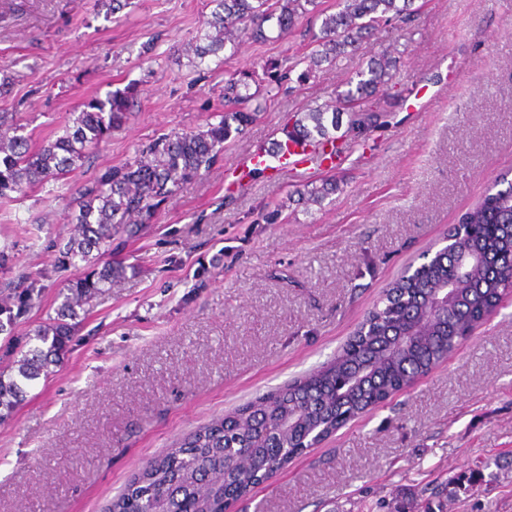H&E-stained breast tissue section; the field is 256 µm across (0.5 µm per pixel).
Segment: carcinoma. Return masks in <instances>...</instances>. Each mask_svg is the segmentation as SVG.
<instances>
[{
	"mask_svg": "<svg viewBox=\"0 0 512 512\" xmlns=\"http://www.w3.org/2000/svg\"><path fill=\"white\" fill-rule=\"evenodd\" d=\"M213 2L216 10L204 21V33L190 46L196 65L228 45L236 46L242 36L269 41V22L282 36L301 18L320 17V33L313 36L310 51L289 65L291 70L305 65L300 78L307 80L322 64L355 53L380 23L411 16L415 0H336V11L331 13L321 7L322 0ZM394 70L396 59L385 48L333 100L296 112L286 137L321 148L338 140L335 132L344 117L348 133L386 125ZM258 82L254 67L226 71L228 108L218 123L207 124L204 131L163 134L139 150L134 160L108 170L81 191L74 233L58 250L57 262L68 267L79 260L89 267L60 290L56 316L38 325L23 342L14 338L13 330L40 289L33 281L0 289V335L8 338L13 357L9 369H0V422L25 402L32 382L49 378L62 363L93 299L124 278L123 264L100 261L102 248L118 232L137 235L184 184L209 170L224 143L263 110L259 92H250L251 84ZM128 109L125 92L115 90L79 112L64 135L44 141L35 150L19 134L21 127L0 118V197L23 195L45 179L73 170ZM336 189V183L325 180L305 188L302 197L307 204L321 206ZM458 224L464 233L454 228L448 236L461 237V243L482 254L484 261L465 277L463 299L438 317L424 337L393 357H377L388 337L402 335L422 316L419 298L456 278L445 247L391 283L333 361L183 436L142 465L106 512H226L232 503L305 455L302 439L307 432H317L321 440L329 438L347 419L368 411L445 361L470 324L501 302L499 286L512 271V180L504 188L487 190ZM94 250L98 257L92 261Z\"/></svg>",
	"mask_w": 512,
	"mask_h": 512,
	"instance_id": "obj_1",
	"label": "carcinoma"
}]
</instances>
